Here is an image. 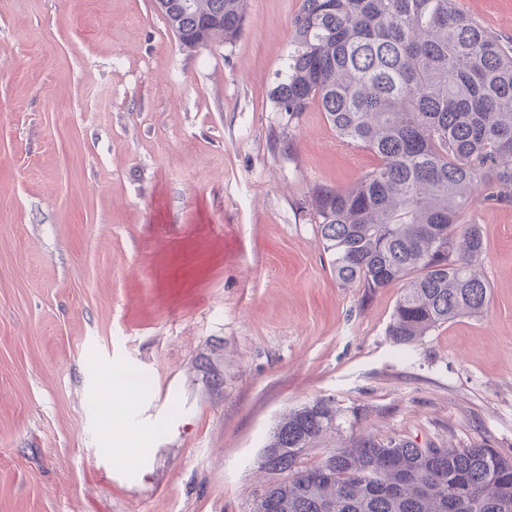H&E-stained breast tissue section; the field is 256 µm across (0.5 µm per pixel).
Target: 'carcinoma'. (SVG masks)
Masks as SVG:
<instances>
[{
	"label": "carcinoma",
	"instance_id": "carcinoma-1",
	"mask_svg": "<svg viewBox=\"0 0 512 512\" xmlns=\"http://www.w3.org/2000/svg\"><path fill=\"white\" fill-rule=\"evenodd\" d=\"M194 2L165 14L183 46L237 39L247 0ZM292 42L280 110L316 104L340 140L378 158L355 186L313 194L332 276L369 292L402 285L388 326L401 348L483 314L486 246L461 217L479 199L512 202V45L456 0H299ZM336 418L322 398L275 425L250 512H512V457L486 445L353 434L308 460Z\"/></svg>",
	"mask_w": 512,
	"mask_h": 512
}]
</instances>
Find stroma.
Listing matches in <instances>:
<instances>
[{"label":"stroma","mask_w":512,"mask_h":512,"mask_svg":"<svg viewBox=\"0 0 512 512\" xmlns=\"http://www.w3.org/2000/svg\"><path fill=\"white\" fill-rule=\"evenodd\" d=\"M458 4L512 42V0ZM297 8L188 49L153 0H0V512H249L318 398L346 437L512 456V203L465 215L484 314L399 352V285H338L310 207L377 158L273 99ZM117 371L146 384L108 423ZM127 380L118 375L113 381L105 385L98 394L97 402L99 406L109 407L112 410V403H116L121 394L127 390Z\"/></svg>","instance_id":"stroma-1"}]
</instances>
